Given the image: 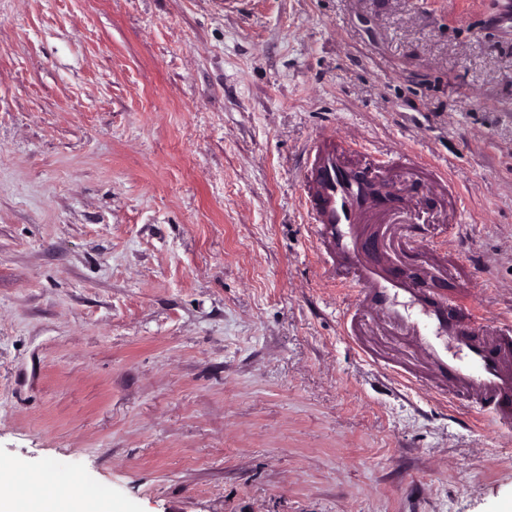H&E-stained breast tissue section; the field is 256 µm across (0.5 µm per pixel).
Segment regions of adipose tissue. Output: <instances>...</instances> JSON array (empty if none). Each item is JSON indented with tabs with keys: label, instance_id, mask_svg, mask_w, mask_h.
Masks as SVG:
<instances>
[{
	"label": "adipose tissue",
	"instance_id": "adipose-tissue-1",
	"mask_svg": "<svg viewBox=\"0 0 512 512\" xmlns=\"http://www.w3.org/2000/svg\"><path fill=\"white\" fill-rule=\"evenodd\" d=\"M0 512H112V505L76 499L53 472H18L0 464Z\"/></svg>",
	"mask_w": 512,
	"mask_h": 512
}]
</instances>
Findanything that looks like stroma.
<instances>
[{
    "instance_id": "stroma-1",
    "label": "stroma",
    "mask_w": 512,
    "mask_h": 512,
    "mask_svg": "<svg viewBox=\"0 0 512 512\" xmlns=\"http://www.w3.org/2000/svg\"><path fill=\"white\" fill-rule=\"evenodd\" d=\"M506 0H0V462L116 512H512V420L312 241L316 140L415 215L367 261L512 332Z\"/></svg>"
}]
</instances>
